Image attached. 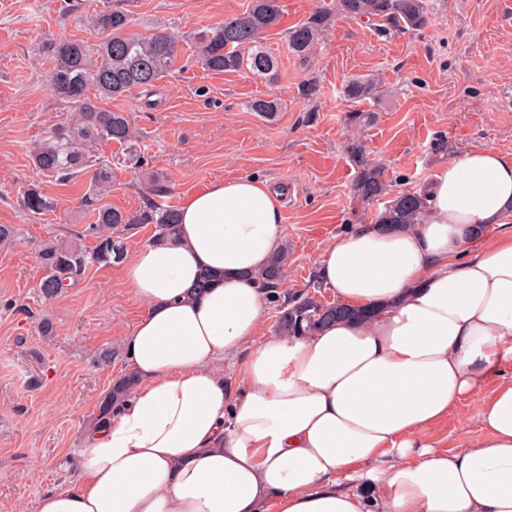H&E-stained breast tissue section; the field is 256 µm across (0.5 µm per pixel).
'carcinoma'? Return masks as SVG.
Instances as JSON below:
<instances>
[{
	"instance_id": "obj_1",
	"label": "carcinoma",
	"mask_w": 512,
	"mask_h": 512,
	"mask_svg": "<svg viewBox=\"0 0 512 512\" xmlns=\"http://www.w3.org/2000/svg\"><path fill=\"white\" fill-rule=\"evenodd\" d=\"M279 0H250L242 13L215 26L191 34L190 42L201 65L215 73L237 71L248 67L258 75L273 71L275 62L260 44L262 35L278 27L282 20ZM342 14L354 19L383 21L396 27L418 29L427 23L429 0H338ZM331 12L314 13L305 21L287 29L288 51L305 59L330 24ZM94 27L105 33V39L91 47L80 41H62L51 47L54 61L49 81L55 94L73 104L76 112L67 123L57 127L33 151L36 168L66 186L88 172L89 148L117 142L132 143L125 113L104 109L89 97L96 92L100 98L124 96L134 88L150 91L177 65L183 40L158 28L147 36L128 32L129 15L117 9L99 11L93 17ZM376 85L370 80H352L346 86L349 99L360 102L374 95ZM252 111L269 119L278 110L273 100L256 99ZM347 152L358 168L353 195L368 204L388 193L385 170L370 162L361 142L353 139ZM112 182V167L101 161L91 176L92 190L83 198L85 212L94 221L85 233L94 239L87 247L80 243L49 241L42 245L39 260L45 270L40 289L50 300L74 285L86 268L110 265L120 258L121 245L116 229L136 224L156 225L158 236L173 234L179 223L178 210L154 207L140 214H128L100 204V196ZM24 206L42 211L49 202L35 189L24 197ZM426 201L417 193H400L386 203L377 215L375 226L383 231L411 227L423 220ZM288 248L272 256L265 270L257 277L269 299L280 303L277 332L284 336H311L328 323L345 320L367 322L375 311L355 309L340 303L323 304L307 292L294 293L280 300L285 283ZM134 386L131 376L117 380L101 398L94 416V425L104 427L111 422L113 409Z\"/></svg>"
}]
</instances>
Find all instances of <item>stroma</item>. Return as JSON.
<instances>
[{
	"label": "stroma",
	"instance_id": "obj_1",
	"mask_svg": "<svg viewBox=\"0 0 512 512\" xmlns=\"http://www.w3.org/2000/svg\"><path fill=\"white\" fill-rule=\"evenodd\" d=\"M250 0H0V224L17 228L0 244V512H37L40 495L64 487L73 453L100 399L127 373L123 339L143 307L122 286V262L88 268L75 284L47 300L38 251L49 240H82L90 217L80 201L89 176L62 186L33 166L30 155L48 132L73 114L49 83L50 50L63 40L89 45L102 35L99 10L129 13L143 35L162 28L184 37L245 11ZM283 18L265 32L272 75L241 69L205 70L184 49L172 73L153 92L139 89L100 100L126 113L140 152L108 142L94 157L112 164L104 205L131 214L179 207L184 195L236 175L268 181L284 196L290 253L283 293L311 292L315 262L336 235L373 223L384 200L357 201L358 169L346 151L359 138L366 156L387 169L390 193L413 192L436 167L475 146L512 157V0H431L425 28H383L338 13L337 0H280ZM332 10L326 31L307 59L290 54L283 30L313 12ZM353 79L378 82L376 100L352 102ZM316 92H303L307 81ZM277 100L274 118L252 112L254 99ZM374 111L366 125L357 110ZM166 185L157 196L153 184ZM37 189L50 203L35 214L23 195ZM54 334L44 338L42 319ZM111 350L99 368L95 357ZM476 400H464L434 434L443 449L460 451L480 437Z\"/></svg>",
	"mask_w": 512,
	"mask_h": 512
}]
</instances>
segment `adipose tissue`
I'll use <instances>...</instances> for the list:
<instances>
[{
	"instance_id": "ef3b65f1",
	"label": "adipose tissue",
	"mask_w": 512,
	"mask_h": 512,
	"mask_svg": "<svg viewBox=\"0 0 512 512\" xmlns=\"http://www.w3.org/2000/svg\"><path fill=\"white\" fill-rule=\"evenodd\" d=\"M422 193V223L356 225L316 262L376 316L302 338L263 330L280 192L237 176L185 195L174 235L124 267L136 384L37 512H512V157L469 149ZM488 383L477 444L437 449L433 428Z\"/></svg>"
}]
</instances>
